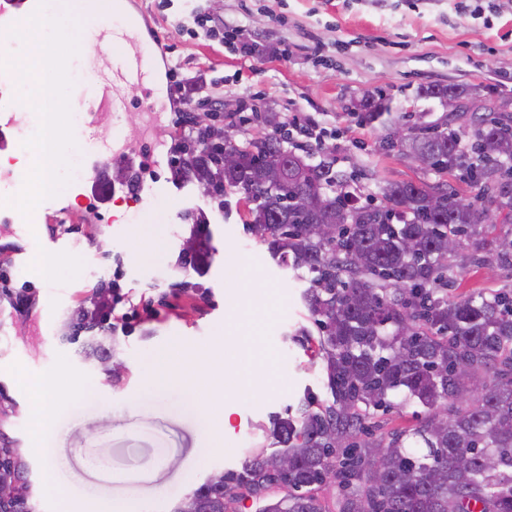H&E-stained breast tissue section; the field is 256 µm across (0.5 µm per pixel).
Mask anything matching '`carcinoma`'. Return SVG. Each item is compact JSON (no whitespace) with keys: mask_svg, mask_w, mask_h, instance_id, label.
Wrapping results in <instances>:
<instances>
[{"mask_svg":"<svg viewBox=\"0 0 512 512\" xmlns=\"http://www.w3.org/2000/svg\"><path fill=\"white\" fill-rule=\"evenodd\" d=\"M428 94L483 111L469 128H424L398 144L427 154L438 175L459 171L472 192L467 205L447 181H395L381 187L388 208L357 206L346 180L280 137L206 144L224 170L223 183L203 184L206 193H239L271 257L310 274L304 301L332 402L306 398L296 417L274 418L279 450L252 452L174 512H229L240 489L256 512H512V289L448 297L458 276L448 245L479 234L490 199L512 221V113L476 104L463 87L435 85ZM227 148L239 165L224 163ZM274 167L282 178L266 179ZM492 365L499 380L475 393L474 374ZM397 391L427 417L380 448L365 439V422ZM455 399L469 404L437 413ZM0 469L19 477L26 466L3 445ZM332 477L338 496L329 503L314 491ZM0 512H35L33 493Z\"/></svg>","mask_w":512,"mask_h":512,"instance_id":"obj_1","label":"carcinoma"}]
</instances>
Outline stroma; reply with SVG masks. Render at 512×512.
<instances>
[{"label": "stroma", "instance_id": "1", "mask_svg": "<svg viewBox=\"0 0 512 512\" xmlns=\"http://www.w3.org/2000/svg\"><path fill=\"white\" fill-rule=\"evenodd\" d=\"M140 2L181 76L223 79L225 111H239L245 101L254 106L258 120L225 124V134L244 143L275 133L295 114L336 128V140L308 146L301 155L345 176L364 172L356 191L363 199L379 197L388 181L437 182L433 171L387 146L395 128L446 121L440 99L426 96L428 87L463 86L489 106L512 110V12L488 27L483 19L457 14L453 0ZM195 14L241 21L258 53L246 56L239 45L191 33ZM382 98L391 113L367 120L366 104ZM174 117L167 108L132 109L104 120L114 137L153 146V182L172 191L149 206L117 194L116 202L126 206L123 222L110 207L87 210L89 188L81 180L72 193L47 203L49 210L76 213V221L15 224L0 187V267L11 276L9 287H0V444L17 448L37 512H59L42 481L45 454H53L56 478L73 502L132 492L141 512H173L209 477L239 469L250 451L271 449L273 416L294 415L307 396L327 397L317 328L302 300L307 272L273 261L236 206H217L190 177H172L167 151ZM194 234L210 252L198 273L182 260ZM504 237L512 239V223L497 217L469 241L457 258L465 269L452 294L512 289V259L499 256L495 245ZM39 258L51 263L52 276L38 273ZM240 259L271 293L260 314L267 368L262 393L225 396L233 431L218 441L187 407L181 389L159 394L144 383L162 357L210 349L220 352L229 370L253 371L243 348L225 344L226 298L240 291ZM95 263L107 268L105 277L91 275ZM112 284L126 300L154 312L111 333L114 358L125 366L116 376L86 357L89 334L74 338L69 329L94 291ZM20 294L32 297L30 312L15 306ZM45 376L80 382L88 393L61 398L50 440L43 443L32 437L27 409L35 398L33 382ZM425 416L417 403H397L375 412L370 435L388 442L394 431Z\"/></svg>", "mask_w": 512, "mask_h": 512}]
</instances>
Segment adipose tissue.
<instances>
[{
	"label": "adipose tissue",
	"mask_w": 512,
	"mask_h": 512,
	"mask_svg": "<svg viewBox=\"0 0 512 512\" xmlns=\"http://www.w3.org/2000/svg\"><path fill=\"white\" fill-rule=\"evenodd\" d=\"M205 378L211 395L213 405L207 406L209 427L216 437H223L225 432L231 431L230 415L220 406L225 394L235 388L251 391L258 390L259 381L252 374L231 375L224 367V363L217 353L209 352L197 354L183 366L181 370H172L168 361H161L156 372L146 381V389L152 391H165L173 387L191 389L198 378Z\"/></svg>",
	"instance_id": "ef3b65f1"
}]
</instances>
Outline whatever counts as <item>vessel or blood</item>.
<instances>
[{
	"label": "vessel or blood",
	"instance_id": "1",
	"mask_svg": "<svg viewBox=\"0 0 512 512\" xmlns=\"http://www.w3.org/2000/svg\"><path fill=\"white\" fill-rule=\"evenodd\" d=\"M107 46L101 47L97 60L112 73L111 82L93 88L88 110L78 127V150L87 162L86 179L94 188H110L113 177L133 172L139 155L136 148L116 147L105 134L102 116L107 112L124 111L128 102L125 88L134 84L143 90L147 107L156 104V68L149 54L137 15H126L124 23L105 25ZM35 112L7 110L0 113V152L21 150L22 131L34 123Z\"/></svg>",
	"mask_w": 512,
	"mask_h": 512
}]
</instances>
